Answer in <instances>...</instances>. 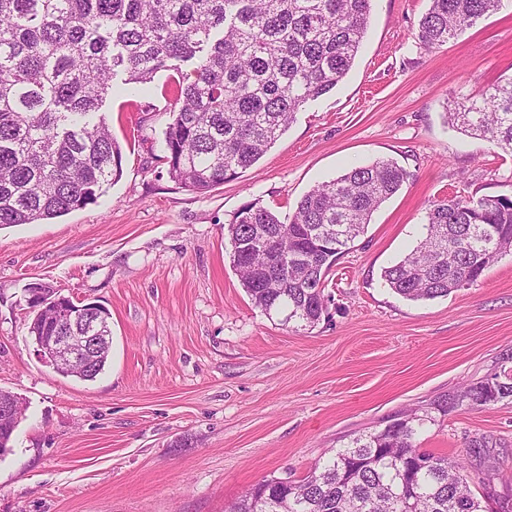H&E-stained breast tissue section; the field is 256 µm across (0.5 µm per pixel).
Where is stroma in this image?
Returning <instances> with one entry per match:
<instances>
[{
  "label": "stroma",
  "mask_w": 512,
  "mask_h": 512,
  "mask_svg": "<svg viewBox=\"0 0 512 512\" xmlns=\"http://www.w3.org/2000/svg\"><path fill=\"white\" fill-rule=\"evenodd\" d=\"M428 0H373L354 65L253 167L203 194L163 149L180 71L115 90L101 109L123 175L97 201L0 230V389L24 408L0 456V512H228L275 474L300 479L354 435L488 375L512 377V255L473 286L411 302L381 272L423 238L431 201L512 196V156L459 133L449 104L512 77V0L441 48H419ZM379 158L407 180L327 276L319 324L268 317L242 288L227 227L254 203L291 217L315 184ZM47 283L112 317L87 382L36 354L27 289ZM490 442L512 493V399L439 417L419 437L466 457Z\"/></svg>",
  "instance_id": "1"
}]
</instances>
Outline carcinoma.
I'll return each mask as SVG.
<instances>
[{"label": "carcinoma", "mask_w": 512, "mask_h": 512, "mask_svg": "<svg viewBox=\"0 0 512 512\" xmlns=\"http://www.w3.org/2000/svg\"><path fill=\"white\" fill-rule=\"evenodd\" d=\"M503 0H429L418 44L433 50L502 8ZM372 0H0V229L63 216L96 202L123 173L122 149L98 114L113 80L152 82L196 61L176 84L164 132L170 178L204 194L263 158L308 102L349 73ZM446 122L512 155V77L481 100L464 98ZM389 159L313 186L289 221L253 203L228 225L242 288L267 315L312 328L327 310L337 256L367 231L402 187ZM426 235L381 278L409 301L474 285L512 251V197L456 195L430 204ZM33 336H50L53 308L28 304ZM499 375L444 394L423 414L355 436L291 489L255 484L231 512H484L470 483L495 497L492 476L418 446L423 428L465 407L512 398ZM424 454L434 465L419 467Z\"/></svg>", "instance_id": "carcinoma-1"}]
</instances>
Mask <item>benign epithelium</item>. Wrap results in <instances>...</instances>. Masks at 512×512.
<instances>
[{"instance_id":"1","label":"benign epithelium","mask_w":512,"mask_h":512,"mask_svg":"<svg viewBox=\"0 0 512 512\" xmlns=\"http://www.w3.org/2000/svg\"><path fill=\"white\" fill-rule=\"evenodd\" d=\"M111 339V322L100 317L97 305L85 303L64 311V322L54 335L37 345V352L44 360L66 370L75 365L87 370L95 363L98 350ZM20 409L16 400L0 397V421H16Z\"/></svg>"}]
</instances>
